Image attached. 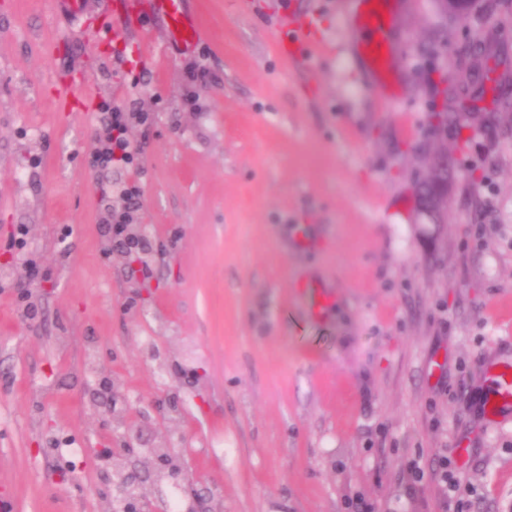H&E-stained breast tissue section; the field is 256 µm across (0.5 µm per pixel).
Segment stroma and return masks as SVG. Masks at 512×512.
Instances as JSON below:
<instances>
[{"instance_id":"obj_1","label":"stroma","mask_w":512,"mask_h":512,"mask_svg":"<svg viewBox=\"0 0 512 512\" xmlns=\"http://www.w3.org/2000/svg\"><path fill=\"white\" fill-rule=\"evenodd\" d=\"M87 2L0 0V512H103L117 417L222 512H512V411L483 406L487 361L512 360V122L468 118L512 104V9L391 0L390 100L354 60V0H189L187 52L153 15L116 50ZM296 27L322 51L283 57ZM489 33L482 86L443 96ZM67 74L86 95L65 112ZM104 102L151 113L142 170L92 166ZM441 157L431 252L416 188ZM130 186L145 268L108 250ZM303 280L332 291L322 317Z\"/></svg>"}]
</instances>
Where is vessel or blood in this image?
Returning <instances> with one entry per match:
<instances>
[{
  "instance_id": "vessel-or-blood-1",
  "label": "vessel or blood",
  "mask_w": 512,
  "mask_h": 512,
  "mask_svg": "<svg viewBox=\"0 0 512 512\" xmlns=\"http://www.w3.org/2000/svg\"><path fill=\"white\" fill-rule=\"evenodd\" d=\"M112 12L116 17H132L153 13L163 17L170 40L184 47H193L202 37L203 28L196 15L187 7V0H114ZM392 12L388 0H359L353 24L359 35L357 54L372 70L378 88L395 97L384 79L389 53V30ZM489 413L512 408V365L499 368L494 374V388L486 402Z\"/></svg>"
}]
</instances>
